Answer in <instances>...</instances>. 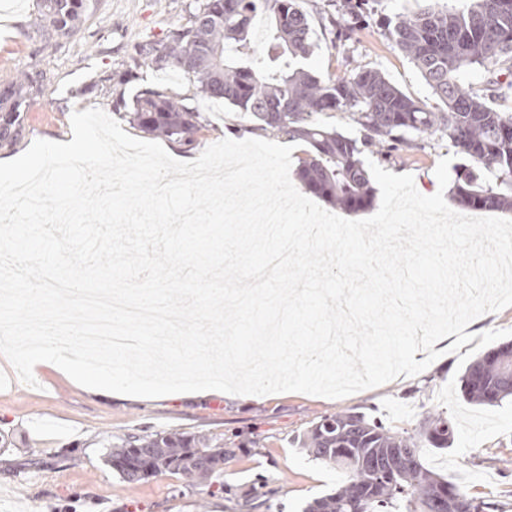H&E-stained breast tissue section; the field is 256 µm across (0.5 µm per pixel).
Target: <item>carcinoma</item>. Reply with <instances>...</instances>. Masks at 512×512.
I'll return each instance as SVG.
<instances>
[{"label": "carcinoma", "instance_id": "1", "mask_svg": "<svg viewBox=\"0 0 512 512\" xmlns=\"http://www.w3.org/2000/svg\"><path fill=\"white\" fill-rule=\"evenodd\" d=\"M321 17L334 39L346 44L366 23L363 0H337ZM36 25L44 47L76 36L85 0H38ZM268 21L267 47L258 56L250 37ZM310 15L297 0H201L187 23L161 40L139 46L134 67L175 75L194 94L219 99L251 122L250 130L308 144L297 176L302 187L336 209L353 214L372 207L375 190L365 151L413 150L437 133L470 158L458 172L456 201L464 209L512 210V111L493 100H512V0H472L462 10L434 9L398 19L384 36L420 71L442 107L410 97L379 70L350 67L339 76L307 69L314 47ZM487 68L486 86L461 83L462 70ZM42 91L41 74L22 72L0 90V142L25 130L31 100ZM125 110L129 124L157 138L192 148L207 119L186 98L145 86ZM335 112L363 130L351 138L320 119ZM464 400L497 406L512 397V342L470 362L460 377ZM456 423L426 411L419 426L402 432L363 412L319 417L296 439L306 454L345 473L336 489L313 499L304 512H505L489 497L470 496L421 463L419 450L453 444ZM105 461L119 478L139 484L166 473L190 486L211 487L224 477L240 446L178 430L105 440Z\"/></svg>", "mask_w": 512, "mask_h": 512}]
</instances>
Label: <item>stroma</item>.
Returning <instances> with one entry per match:
<instances>
[{"label": "stroma", "instance_id": "1", "mask_svg": "<svg viewBox=\"0 0 512 512\" xmlns=\"http://www.w3.org/2000/svg\"><path fill=\"white\" fill-rule=\"evenodd\" d=\"M371 25L353 35L350 53L380 70L407 95L436 105L430 87L383 35L385 23L428 5L462 10L470 0H370ZM195 0H87L81 33L43 49L35 27L37 0H0V81L31 69L46 86L31 101L21 139L0 146V158L26 151L39 139L64 138L73 111L98 107L112 112L106 74L130 69L137 45L162 39L185 23ZM210 125L194 148L171 143L175 159H196L224 139L249 138L248 122L231 105L195 98ZM450 158L457 171L464 156L447 139L432 136L421 149L376 157L380 167L411 174L426 196L438 190L435 168ZM458 354L447 352L414 377L399 376L379 387L330 399L299 392L158 401H125L87 393L62 374L37 367L35 386L24 384L0 355V512H302L307 502L335 489L336 470L312 460L293 444L318 417L355 409L395 429L415 428L423 412H448L458 423L456 441L444 451L423 449L422 460L461 491L498 497L512 512V399L491 407L465 401L460 393ZM172 428L240 437L246 444L224 468L222 483L190 487L177 475H159L130 486L103 460L102 437Z\"/></svg>", "mask_w": 512, "mask_h": 512}]
</instances>
